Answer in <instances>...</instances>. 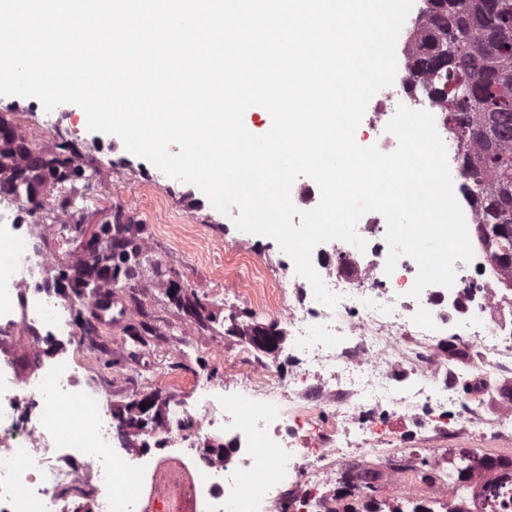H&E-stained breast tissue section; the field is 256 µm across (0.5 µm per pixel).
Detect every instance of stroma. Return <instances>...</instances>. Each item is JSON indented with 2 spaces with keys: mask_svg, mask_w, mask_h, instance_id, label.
Wrapping results in <instances>:
<instances>
[{
  "mask_svg": "<svg viewBox=\"0 0 512 512\" xmlns=\"http://www.w3.org/2000/svg\"><path fill=\"white\" fill-rule=\"evenodd\" d=\"M54 116L52 142L73 144L86 171L109 169L112 184L106 188L94 179L68 182L47 197L41 210L46 227L40 248L51 257L49 287L70 298L73 282L98 278L99 269L91 265L82 246L83 231L104 224L117 210L133 224L131 233H117V240L140 246L151 261L147 273L113 283V292L122 295L135 312L125 328L96 326L107 351L101 360L84 361L85 377L106 387L104 408L113 416L151 398L149 414L156 422L140 431L144 439L156 432L157 421L166 418L168 396L188 403L197 381L224 379L230 359L247 341L243 328L269 325L274 316L249 296L234 306L225 305L224 215L212 207L204 192L129 152L117 135L92 136L80 106L59 105ZM43 117L35 98L0 95V121L17 126L36 150L43 147L35 135ZM164 384L169 390L163 394L159 388ZM390 426L396 443L383 461L372 466L376 491L337 484L339 512H365L370 501L392 512L401 497L398 487L387 480V471L401 469L417 479L425 472L432 441L417 440L418 454L405 455L402 448L413 435V424L394 420ZM439 438L455 468L461 466L468 449L477 447L512 460V437L479 440L454 425L441 431Z\"/></svg>",
  "mask_w": 512,
  "mask_h": 512,
  "instance_id": "obj_1",
  "label": "stroma"
}]
</instances>
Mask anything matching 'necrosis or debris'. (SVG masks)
Segmentation results:
<instances>
[{
	"label": "necrosis or debris",
	"instance_id": "4bbe7bcc",
	"mask_svg": "<svg viewBox=\"0 0 512 512\" xmlns=\"http://www.w3.org/2000/svg\"><path fill=\"white\" fill-rule=\"evenodd\" d=\"M402 106L433 116L454 197L476 226L463 148L408 74L373 95L355 142L395 151L387 125ZM38 222L15 194L0 196V512H335L336 461L385 455L392 436L382 422L408 418L422 432L476 424L474 408L448 410L457 393L439 377L467 366L439 349L442 338L477 352L474 383L512 365V296L496 290L504 277L490 251L477 245L455 262L451 287L415 297L417 262L403 256L387 270L388 223L369 212L356 225L365 248L332 239L312 252L335 306L316 300L290 256L279 259L287 370L230 362L226 382H197L192 406L174 403L170 425L136 448L103 409L101 387L81 379L77 362L92 339L74 328L72 302L45 286L49 261L30 250ZM25 331L39 356L23 372L14 347ZM491 478L476 453L459 483L435 449L425 508L512 512V489L482 496Z\"/></svg>",
	"mask_w": 512,
	"mask_h": 512
}]
</instances>
